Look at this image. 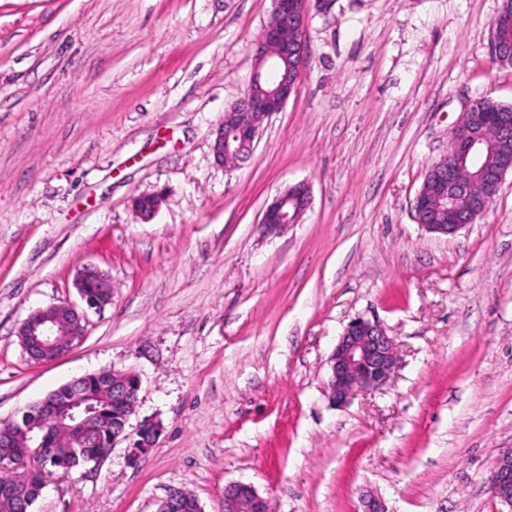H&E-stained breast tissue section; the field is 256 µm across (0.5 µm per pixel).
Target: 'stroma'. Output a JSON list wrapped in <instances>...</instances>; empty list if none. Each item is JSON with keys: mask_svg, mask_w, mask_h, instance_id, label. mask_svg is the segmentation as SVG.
Wrapping results in <instances>:
<instances>
[{"mask_svg": "<svg viewBox=\"0 0 512 512\" xmlns=\"http://www.w3.org/2000/svg\"><path fill=\"white\" fill-rule=\"evenodd\" d=\"M502 0H309L308 55L252 155L216 165L211 132L253 73L272 0H0V419L112 368L141 379L126 443L49 479L33 512H158L171 491L221 512L253 485L273 512H512L487 490L512 448V174L486 214L426 232L413 201L468 106L512 105L492 51ZM306 182L300 223L258 221ZM160 197L148 222L138 195ZM112 278L84 339L35 363L36 308ZM377 318L399 364L328 399L347 324ZM92 279L97 280V288L87 287V283ZM74 287L76 288L81 300L90 309L100 310L112 303V294L108 293L106 290L107 288L112 289V279L107 272L99 269L96 266L87 265L79 269L74 277ZM87 288L90 293H93L94 290L101 288V293L99 295L100 299L96 302L90 301Z\"/></svg>", "mask_w": 512, "mask_h": 512, "instance_id": "1", "label": "stroma"}]
</instances>
